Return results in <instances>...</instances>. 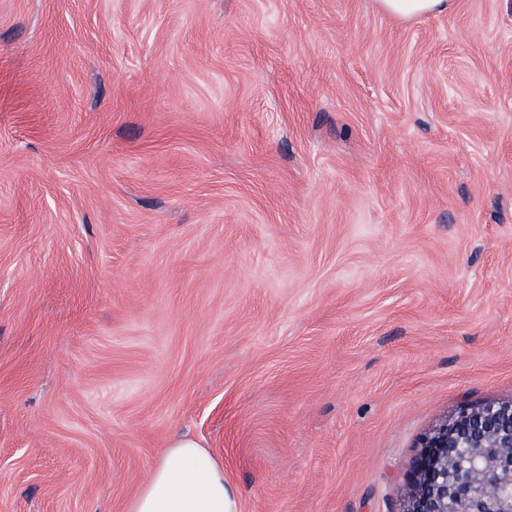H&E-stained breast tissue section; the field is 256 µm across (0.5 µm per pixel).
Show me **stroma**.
Returning a JSON list of instances; mask_svg holds the SVG:
<instances>
[{
    "instance_id": "stroma-1",
    "label": "stroma",
    "mask_w": 512,
    "mask_h": 512,
    "mask_svg": "<svg viewBox=\"0 0 512 512\" xmlns=\"http://www.w3.org/2000/svg\"><path fill=\"white\" fill-rule=\"evenodd\" d=\"M512 401V0H0V512H399ZM384 13L401 20H410L449 10L453 0H376ZM224 464L191 438L174 439L127 512H238Z\"/></svg>"
}]
</instances>
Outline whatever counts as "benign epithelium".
I'll use <instances>...</instances> for the list:
<instances>
[{
	"mask_svg": "<svg viewBox=\"0 0 512 512\" xmlns=\"http://www.w3.org/2000/svg\"><path fill=\"white\" fill-rule=\"evenodd\" d=\"M400 512H512V402L463 405L420 443Z\"/></svg>",
	"mask_w": 512,
	"mask_h": 512,
	"instance_id": "benign-epithelium-1",
	"label": "benign epithelium"
}]
</instances>
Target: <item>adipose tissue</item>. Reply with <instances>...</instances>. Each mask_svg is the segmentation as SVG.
Returning <instances> with one entry per match:
<instances>
[{"mask_svg":"<svg viewBox=\"0 0 512 512\" xmlns=\"http://www.w3.org/2000/svg\"><path fill=\"white\" fill-rule=\"evenodd\" d=\"M127 512H238L224 466L193 439H174Z\"/></svg>","mask_w":512,"mask_h":512,"instance_id":"obj_1","label":"adipose tissue"}]
</instances>
